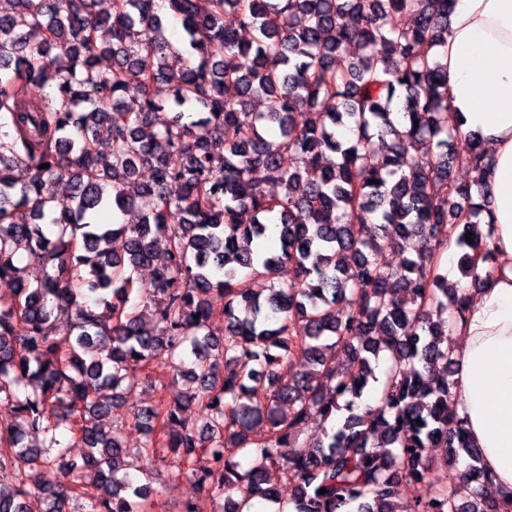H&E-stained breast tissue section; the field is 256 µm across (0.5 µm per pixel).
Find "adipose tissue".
Instances as JSON below:
<instances>
[{"instance_id": "adipose-tissue-1", "label": "adipose tissue", "mask_w": 512, "mask_h": 512, "mask_svg": "<svg viewBox=\"0 0 512 512\" xmlns=\"http://www.w3.org/2000/svg\"><path fill=\"white\" fill-rule=\"evenodd\" d=\"M448 124L480 140L488 167L481 184L493 225L491 261L460 279L472 294L465 315L449 327L458 371L451 390L459 416L481 448L482 469L512 512V0H456L448 40Z\"/></svg>"}]
</instances>
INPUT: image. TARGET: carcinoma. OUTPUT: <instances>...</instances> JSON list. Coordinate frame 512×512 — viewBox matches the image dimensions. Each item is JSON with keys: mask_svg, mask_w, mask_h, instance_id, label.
I'll return each instance as SVG.
<instances>
[{"mask_svg": "<svg viewBox=\"0 0 512 512\" xmlns=\"http://www.w3.org/2000/svg\"><path fill=\"white\" fill-rule=\"evenodd\" d=\"M450 2L0 0V288L13 296L0 305V405L12 413L0 470L21 460L42 474L41 508L20 477L0 484V512H148L154 490L129 470L160 457L157 428L177 475L224 491L225 512H252L255 499L274 512H402L395 498L425 481L437 446L453 487L412 497L409 512H499L450 402L448 326L469 297L442 265L448 227L462 277L475 256L492 259L480 186L453 178L482 168L484 153L448 129L438 48ZM142 27L155 32L144 47ZM32 84L44 93L31 97ZM273 172L278 194L265 189ZM133 207L139 224L102 221ZM21 208L35 223L16 220ZM271 223L278 252L241 246ZM413 238L416 257L385 271L379 256ZM31 265L42 271L33 283ZM145 265L151 288L132 304ZM242 274L252 287H238ZM214 291L222 335L209 329ZM158 358L173 364L171 385L196 391L142 407L133 367ZM372 382L376 406L361 409ZM196 402L211 411L201 428L185 417ZM121 407L146 432L139 448L95 424ZM339 413L332 433L298 444L310 420ZM32 432L42 446L26 442ZM250 455L260 463L246 466ZM271 468L294 485L286 502ZM89 469L95 494L82 491Z\"/></svg>", "mask_w": 512, "mask_h": 512, "instance_id": "carcinoma-1", "label": "carcinoma"}]
</instances>
